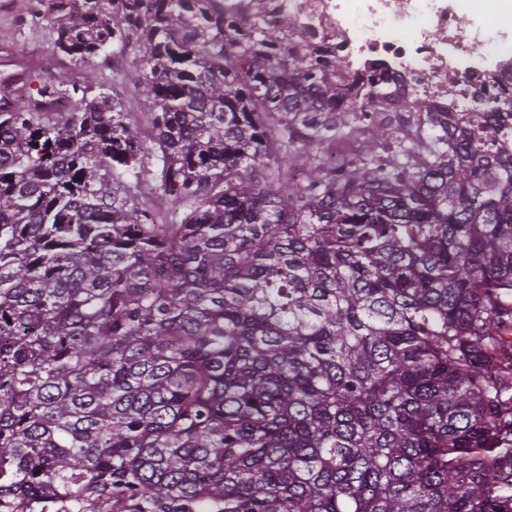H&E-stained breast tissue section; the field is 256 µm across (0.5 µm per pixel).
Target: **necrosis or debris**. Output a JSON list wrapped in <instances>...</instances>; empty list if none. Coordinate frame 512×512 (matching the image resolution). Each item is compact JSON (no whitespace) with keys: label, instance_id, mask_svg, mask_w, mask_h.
<instances>
[{"label":"necrosis or debris","instance_id":"obj_1","mask_svg":"<svg viewBox=\"0 0 512 512\" xmlns=\"http://www.w3.org/2000/svg\"><path fill=\"white\" fill-rule=\"evenodd\" d=\"M281 26L311 14L314 40L335 45L352 72L378 70L393 107L472 111L491 94L512 100V53L504 33L477 25L454 0H278Z\"/></svg>","mask_w":512,"mask_h":512}]
</instances>
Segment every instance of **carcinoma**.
Masks as SVG:
<instances>
[{"label":"carcinoma","mask_w":512,"mask_h":512,"mask_svg":"<svg viewBox=\"0 0 512 512\" xmlns=\"http://www.w3.org/2000/svg\"><path fill=\"white\" fill-rule=\"evenodd\" d=\"M50 8L74 66L135 55L150 133L0 79V503L512 512V103L379 117L276 0Z\"/></svg>","instance_id":"1"}]
</instances>
